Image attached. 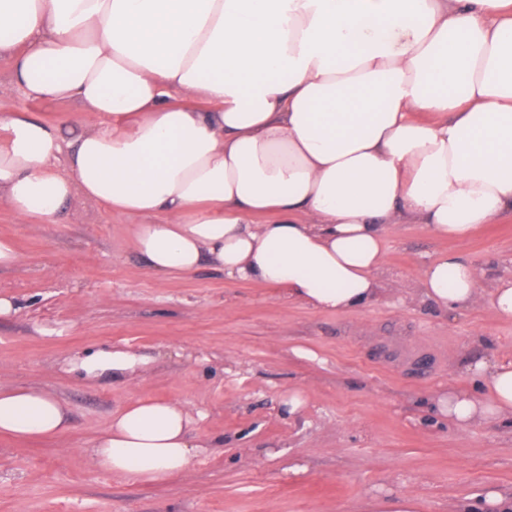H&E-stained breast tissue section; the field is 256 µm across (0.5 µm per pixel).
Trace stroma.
Here are the masks:
<instances>
[{
    "instance_id": "1",
    "label": "stroma",
    "mask_w": 512,
    "mask_h": 512,
    "mask_svg": "<svg viewBox=\"0 0 512 512\" xmlns=\"http://www.w3.org/2000/svg\"><path fill=\"white\" fill-rule=\"evenodd\" d=\"M19 110L67 133L85 116L73 101L28 99L1 57L0 113ZM137 222L74 200L61 223L40 224L0 203V237L19 253L0 268V295L17 306L0 315V387L43 390L72 419L52 440L0 434V512H368L384 497L457 512L488 489L512 493V426L454 425L434 406L451 388L480 393L471 362L512 360V320L486 301L441 308L422 289L423 267L457 248L478 265L483 291L511 278V215L462 246L421 224L391 225L380 297L345 314L209 264L159 277L135 249ZM387 342L423 358H376ZM104 345L147 363L97 385L64 373L66 357ZM289 391L302 398L293 413L282 405ZM138 399L203 413L192 436L211 444L158 486L97 470L87 454Z\"/></svg>"
}]
</instances>
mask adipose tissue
I'll return each mask as SVG.
<instances>
[{
	"label": "adipose tissue",
	"mask_w": 512,
	"mask_h": 512,
	"mask_svg": "<svg viewBox=\"0 0 512 512\" xmlns=\"http://www.w3.org/2000/svg\"><path fill=\"white\" fill-rule=\"evenodd\" d=\"M512 0H0V57L28 98L81 103L74 137L0 114V202L57 223L74 197L141 217L137 252L163 277L210 261L320 312L381 292L389 225L466 242L512 214ZM202 108H195V101ZM267 223H259L262 215ZM425 297L512 319L461 251ZM142 356L101 346L66 373L118 380ZM483 392L435 406L449 423L512 421V361L470 364ZM178 404L137 401L88 450L93 467L157 486L206 450ZM66 406L0 388V433L64 435Z\"/></svg>",
	"instance_id": "obj_1"
}]
</instances>
